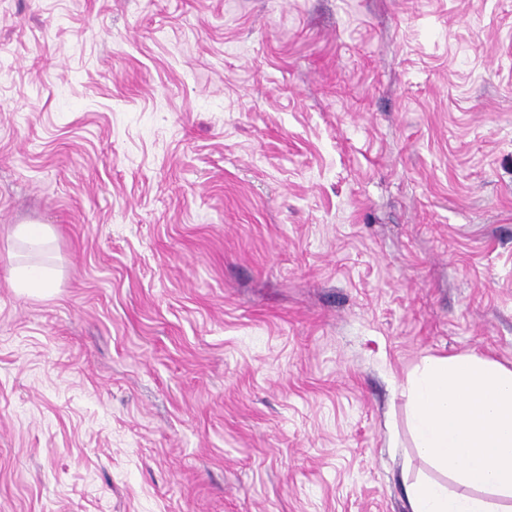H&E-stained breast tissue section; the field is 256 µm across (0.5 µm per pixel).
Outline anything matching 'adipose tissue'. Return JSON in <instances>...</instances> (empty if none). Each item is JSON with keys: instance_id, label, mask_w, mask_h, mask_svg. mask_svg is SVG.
Masks as SVG:
<instances>
[{"instance_id": "adipose-tissue-1", "label": "adipose tissue", "mask_w": 512, "mask_h": 512, "mask_svg": "<svg viewBox=\"0 0 512 512\" xmlns=\"http://www.w3.org/2000/svg\"><path fill=\"white\" fill-rule=\"evenodd\" d=\"M403 394L418 456L452 480L417 479L407 487L409 512H507L512 499V367L477 355L424 358Z\"/></svg>"}]
</instances>
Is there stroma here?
Wrapping results in <instances>:
<instances>
[{"label":"stroma","mask_w":512,"mask_h":512,"mask_svg":"<svg viewBox=\"0 0 512 512\" xmlns=\"http://www.w3.org/2000/svg\"><path fill=\"white\" fill-rule=\"evenodd\" d=\"M468 354L512 0H0V512H408L401 387ZM15 235L32 247H41L50 238L51 231L42 224H19ZM11 279L19 290H24L28 293L38 292L42 293L48 291L49 282L55 278V271L53 269H38L36 267H29L25 269H10ZM37 285V288H33Z\"/></svg>","instance_id":"stroma-1"}]
</instances>
